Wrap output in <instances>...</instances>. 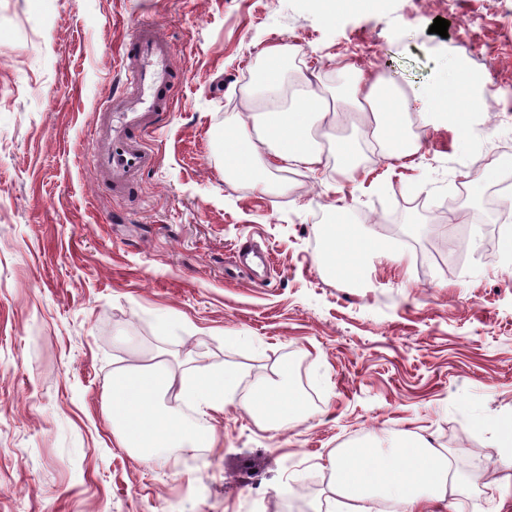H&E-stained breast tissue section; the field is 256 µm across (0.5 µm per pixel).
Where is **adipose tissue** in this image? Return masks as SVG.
Instances as JSON below:
<instances>
[{"instance_id":"ef3b65f1","label":"adipose tissue","mask_w":512,"mask_h":512,"mask_svg":"<svg viewBox=\"0 0 512 512\" xmlns=\"http://www.w3.org/2000/svg\"><path fill=\"white\" fill-rule=\"evenodd\" d=\"M297 53V47L285 44L262 52L256 78L244 90L246 98L257 103V112L249 119L235 117L225 123V177L267 188L279 173L300 169L314 175L330 167L354 176L362 146L339 141L326 149L314 135L317 123L340 118L371 125L380 159L400 160L418 152L419 138L407 125L409 100L393 78H370L353 65H341L338 72L345 88L331 104L323 95V82L290 69L288 62ZM456 81L448 75L438 82L422 121L450 124L464 140L481 105L466 95L460 100L461 111H449L448 97ZM323 234L325 249L318 261L339 282L360 285L373 256L400 255L396 240L351 223L341 210ZM239 384L237 369L225 364L178 372L153 357L145 364L129 361L116 366L107 394L115 440L146 462L164 460L173 449L213 447L212 431L188 424L176 409L157 408L158 399L167 395L211 411L241 404L265 430L281 431L305 420L304 396L292 382L290 363L258 379L253 392L241 400L236 397ZM328 468L333 494L329 512H373L378 501L386 503L389 512H429L432 503L443 501L448 512H464L465 488L484 481L480 471L451 473L443 449L410 434L394 438L386 450L370 442L347 446L330 454Z\"/></svg>"}]
</instances>
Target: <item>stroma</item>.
I'll list each match as a JSON object with an SVG mask.
<instances>
[{"instance_id": "stroma-1", "label": "stroma", "mask_w": 512, "mask_h": 512, "mask_svg": "<svg viewBox=\"0 0 512 512\" xmlns=\"http://www.w3.org/2000/svg\"><path fill=\"white\" fill-rule=\"evenodd\" d=\"M155 22L182 73L153 167L125 196L88 166L102 109L122 89L134 18ZM449 21L447 36L430 30ZM295 41V64L341 80L338 63L392 74L414 107L411 163L295 173L272 193L224 178V122L260 51ZM464 64L483 109L466 141L423 125L427 90ZM512 13L499 0H377L326 18L316 0H0V512H315L330 453L409 432L447 448L467 512H497L499 428L512 423V255L469 246L459 271L431 258L446 223L484 239L512 210L487 209L497 181L455 205L512 154ZM352 223L401 241L363 287L322 272V227ZM484 210L483 223L473 210ZM251 240L266 283L235 274ZM164 353L175 370L226 363L240 393L281 363L306 384L308 417L259 429L240 406L183 417L214 430L196 466L118 447L106 396L117 362Z\"/></svg>"}]
</instances>
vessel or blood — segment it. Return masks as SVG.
<instances>
[{"mask_svg":"<svg viewBox=\"0 0 512 512\" xmlns=\"http://www.w3.org/2000/svg\"><path fill=\"white\" fill-rule=\"evenodd\" d=\"M125 85L109 124L95 128L90 162L105 173L113 191H123L149 170L153 155L145 135L169 115L177 74L171 45L158 37L153 23H136L120 55Z\"/></svg>","mask_w":512,"mask_h":512,"instance_id":"vessel-or-blood-1","label":"vessel or blood"}]
</instances>
